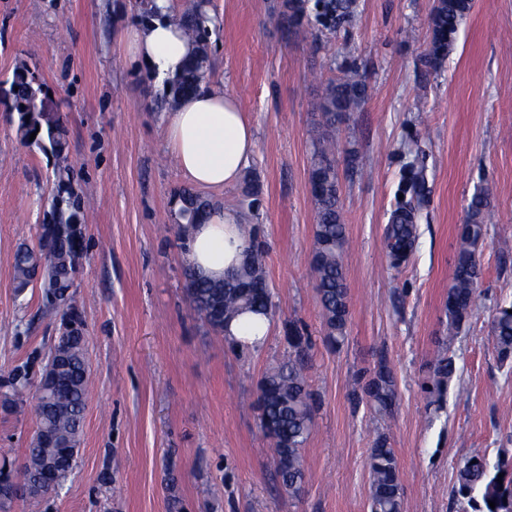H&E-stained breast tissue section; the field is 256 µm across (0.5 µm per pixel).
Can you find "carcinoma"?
I'll use <instances>...</instances> for the list:
<instances>
[{
  "label": "carcinoma",
  "instance_id": "obj_1",
  "mask_svg": "<svg viewBox=\"0 0 512 512\" xmlns=\"http://www.w3.org/2000/svg\"><path fill=\"white\" fill-rule=\"evenodd\" d=\"M210 0H185L173 5L167 18L194 43L195 51L182 73L170 83L167 104L196 92L213 71L212 29L214 18L204 10ZM315 19L332 30L336 22L350 16L354 0H314ZM471 9L470 0H441L431 15L433 39L428 63L435 67L448 56L459 26ZM276 10L288 32L299 29L309 10L308 0H278ZM367 77L357 68L343 70V75L325 88L316 109L321 112L322 126L312 138L310 180L321 185L313 193L316 206L312 273L320 298L324 330L328 343L340 345L346 335L350 314L344 254L347 245L346 225L341 221L338 179L334 159L333 132L346 114L359 106L367 95ZM11 111L17 114L16 132L20 141L53 155L57 163L54 176L57 194L53 197L48 221L41 225L38 245L46 246L50 256L42 267L40 289L46 317L60 316L59 335L54 337L44 366L38 374L27 368H15L3 381L0 394L4 402L19 406L33 389L41 392L35 407L37 430L30 442L26 459L19 470L26 500L36 506L51 491L47 485L30 478L44 461L52 459L59 467L58 478L73 469L71 458L77 452L83 432L89 377L86 357V325L75 295V270L85 246L82 224L85 198L74 193L70 183L73 171L68 164L63 129L57 113L47 109L43 85L22 65L15 69L8 90ZM35 139H30L31 133ZM491 191L484 187L473 194L469 203V220L458 229L459 247L453 264L452 283L448 288V341L441 343L430 364L426 390L431 403L441 406L448 386L457 375L454 355L448 343L466 323L474 310L480 267L476 250L484 242L486 227L481 222ZM179 224L182 238L188 237V225L203 223L215 203L184 189ZM250 246L244 262L221 280L211 279L186 266L183 288L190 306L213 331L224 332V323L246 312L272 314V296L265 275V256L252 231H247ZM416 225L409 215L393 213L385 228L389 256L404 254L415 247ZM38 267L35 249L21 244L14 253L13 283L23 294L34 282ZM493 346L500 364H512V304L496 308L491 323ZM288 357L268 373L259 385L256 400L259 421L265 436L272 442L276 470L288 494H299L305 480L302 448L312 431L313 396L307 384V360L311 339L296 328L288 327ZM358 386L375 413H391L398 398L396 381L384 364L355 377ZM370 512H402L403 487L395 449L385 434L374 440L369 454ZM456 512H512V453L500 451L491 460L480 454L467 458L456 476L452 490ZM495 502L490 507L489 502Z\"/></svg>",
  "mask_w": 512,
  "mask_h": 512
}]
</instances>
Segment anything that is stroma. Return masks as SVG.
<instances>
[{"mask_svg":"<svg viewBox=\"0 0 512 512\" xmlns=\"http://www.w3.org/2000/svg\"><path fill=\"white\" fill-rule=\"evenodd\" d=\"M274 3L211 0L210 9L209 80L239 99L256 131L240 182L211 194L242 212L266 254L273 331L253 350L211 331L184 294L175 204L187 182L165 145L166 91L122 42L139 11L130 0H0V93L19 65L37 76L66 131L72 189L91 198L75 282L90 393L76 464L40 512H368L380 432L399 459L403 512H455L463 461L512 452V368L499 364L490 333L497 306L512 302V251L501 249L512 244V0H473L436 68L427 62L434 0H355L335 30L312 19L296 34ZM351 65L369 89L336 133L350 317L333 350L310 270L311 131L328 80ZM53 165L21 144L0 101V374L43 356L57 332L40 316V289L16 294L11 276L16 247L38 243ZM415 172L417 193L406 188ZM486 186L479 299L451 345L457 378L438 408L423 385L448 334L457 228ZM403 205L416 212L417 240L396 269L384 231ZM292 324L311 338L315 398L295 497L253 407ZM381 359L399 394L384 417L356 399L353 382ZM34 407H0V462L22 466Z\"/></svg>","mask_w":512,"mask_h":512,"instance_id":"35a3bbf8","label":"stroma"}]
</instances>
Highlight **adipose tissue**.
<instances>
[{"label":"adipose tissue","instance_id":"obj_1","mask_svg":"<svg viewBox=\"0 0 512 512\" xmlns=\"http://www.w3.org/2000/svg\"><path fill=\"white\" fill-rule=\"evenodd\" d=\"M170 0H156L161 18L130 26L124 34L127 55L144 64L158 81L175 78L194 50L193 44L167 19ZM166 146L185 180L205 188L235 185L256 149L255 130L239 100L212 86L182 98L166 125ZM242 217L231 208L213 212L195 225L183 255L185 265L220 278L237 266L247 248ZM271 333L262 314L233 320L224 335L239 346L258 349Z\"/></svg>","mask_w":512,"mask_h":512}]
</instances>
